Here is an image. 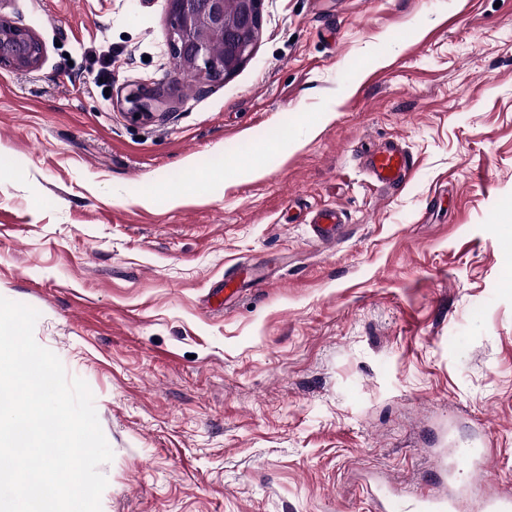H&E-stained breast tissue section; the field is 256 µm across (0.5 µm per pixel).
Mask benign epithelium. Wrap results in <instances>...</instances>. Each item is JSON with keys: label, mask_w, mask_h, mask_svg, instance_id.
Segmentation results:
<instances>
[{"label": "benign epithelium", "mask_w": 512, "mask_h": 512, "mask_svg": "<svg viewBox=\"0 0 512 512\" xmlns=\"http://www.w3.org/2000/svg\"><path fill=\"white\" fill-rule=\"evenodd\" d=\"M170 54L179 67L192 69L199 82H221L254 54L262 27L263 0H168ZM224 33V53L212 46L213 33ZM44 55L41 40L31 31L0 15V65L33 69ZM128 102L137 115L150 118L149 97L134 91Z\"/></svg>", "instance_id": "obj_1"}]
</instances>
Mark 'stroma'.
I'll list each match as a JSON object with an SVG mask.
<instances>
[{
	"label": "stroma",
	"instance_id": "35a3bbf8",
	"mask_svg": "<svg viewBox=\"0 0 512 512\" xmlns=\"http://www.w3.org/2000/svg\"><path fill=\"white\" fill-rule=\"evenodd\" d=\"M167 11L0 5L45 47L0 66V297L93 393L101 512H372L482 440L463 512L512 488V0H263L203 86ZM394 139L415 165L380 196L359 155ZM312 222L314 224V239L320 243L325 242L326 236L330 234L332 231L331 226L325 225H336V231L340 227L341 224H345L344 214L343 212L336 207V210H323L317 212Z\"/></svg>",
	"mask_w": 512,
	"mask_h": 512
}]
</instances>
